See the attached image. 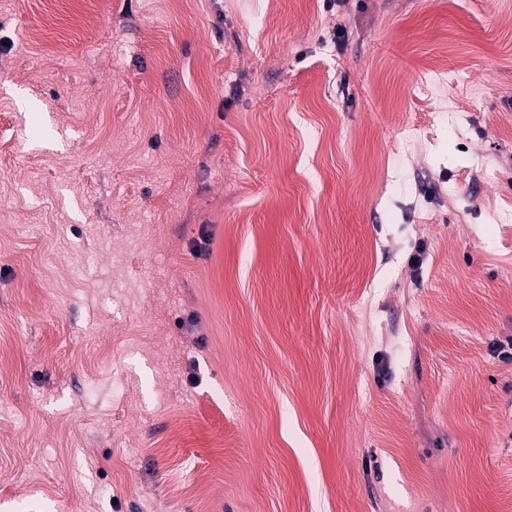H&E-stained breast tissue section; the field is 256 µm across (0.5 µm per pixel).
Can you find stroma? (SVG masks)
I'll return each mask as SVG.
<instances>
[{"label":"stroma","instance_id":"35a3bbf8","mask_svg":"<svg viewBox=\"0 0 512 512\" xmlns=\"http://www.w3.org/2000/svg\"><path fill=\"white\" fill-rule=\"evenodd\" d=\"M1 139L0 512H512V0H0Z\"/></svg>","mask_w":512,"mask_h":512}]
</instances>
